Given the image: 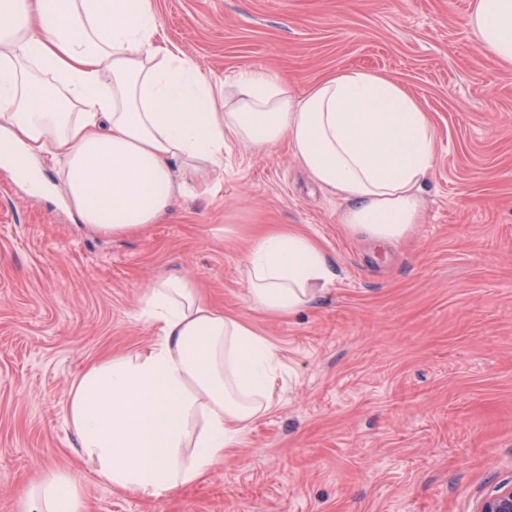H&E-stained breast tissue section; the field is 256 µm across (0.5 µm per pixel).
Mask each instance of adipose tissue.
<instances>
[{"label":"adipose tissue","instance_id":"obj_1","mask_svg":"<svg viewBox=\"0 0 512 512\" xmlns=\"http://www.w3.org/2000/svg\"><path fill=\"white\" fill-rule=\"evenodd\" d=\"M468 26L512 66V0H473ZM283 142L351 233L397 244L424 223L437 134L399 83L352 69L299 93L269 68L219 82L165 37L158 0H0V159L30 172L60 164L77 223L112 236L145 228L184 196L186 173L223 170L229 145L263 156ZM329 276L311 238L270 233L247 256V300L291 315ZM142 304L153 341L86 368L64 416L99 477L157 497L203 479L272 410L280 359L190 278H158ZM21 500L24 512H85L65 472Z\"/></svg>","mask_w":512,"mask_h":512}]
</instances>
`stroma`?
<instances>
[{
    "instance_id": "1",
    "label": "stroma",
    "mask_w": 512,
    "mask_h": 512,
    "mask_svg": "<svg viewBox=\"0 0 512 512\" xmlns=\"http://www.w3.org/2000/svg\"><path fill=\"white\" fill-rule=\"evenodd\" d=\"M167 37L232 81L280 70L304 90L376 71L429 112L438 159L424 223L395 247L337 221L339 203L285 146L234 147L157 223L108 236L0 166V512L53 471L88 512H475L512 483V68L466 25L472 0H158ZM297 232L331 279L301 312L251 309L257 238ZM203 298L278 348L274 410L203 481L159 498L114 491L80 455L63 407L87 365L146 347L149 284Z\"/></svg>"
}]
</instances>
